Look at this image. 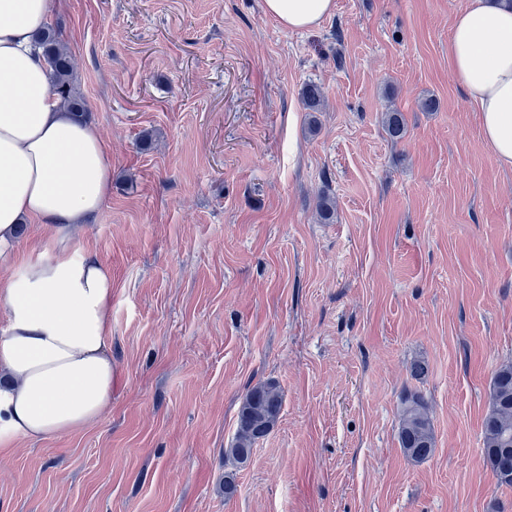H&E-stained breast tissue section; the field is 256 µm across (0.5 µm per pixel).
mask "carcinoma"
<instances>
[{
    "label": "carcinoma",
    "mask_w": 512,
    "mask_h": 512,
    "mask_svg": "<svg viewBox=\"0 0 512 512\" xmlns=\"http://www.w3.org/2000/svg\"><path fill=\"white\" fill-rule=\"evenodd\" d=\"M35 40L47 63L51 93L67 111L86 117L88 105L74 86V60L68 47L51 26L40 31ZM300 96L305 109L322 111L324 94L319 84H304ZM384 125L396 140L406 134L404 115L396 108L385 112ZM282 405L283 395L276 383L265 381L250 387L239 407L235 439L224 450L225 457L239 466L247 463L257 441L278 422ZM482 433L487 468L497 485L512 487V361L500 364L492 376ZM398 438L403 453L413 461L426 460L434 452V425L427 402L417 392H408L402 398Z\"/></svg>",
    "instance_id": "carcinoma-1"
}]
</instances>
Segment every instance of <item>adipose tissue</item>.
<instances>
[{"label": "adipose tissue", "instance_id": "adipose-tissue-1", "mask_svg": "<svg viewBox=\"0 0 512 512\" xmlns=\"http://www.w3.org/2000/svg\"><path fill=\"white\" fill-rule=\"evenodd\" d=\"M288 29L319 25L334 0H263ZM51 0H0V264L19 224L45 225L50 256L30 257L0 288V448L70 435L112 404V271L79 231L108 199L112 165L99 128L49 91L32 45ZM448 63L480 114L484 141L512 168V0H472L452 22Z\"/></svg>", "mask_w": 512, "mask_h": 512}]
</instances>
